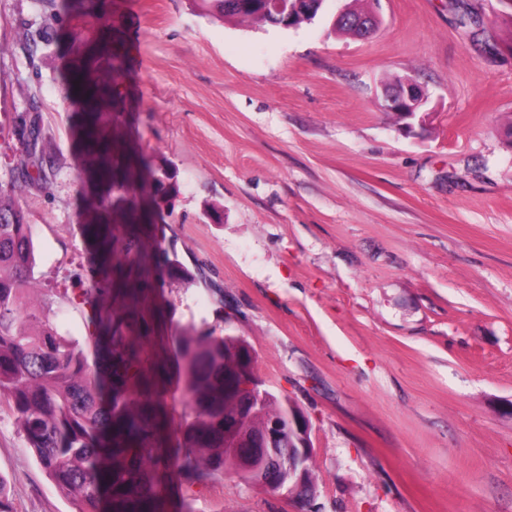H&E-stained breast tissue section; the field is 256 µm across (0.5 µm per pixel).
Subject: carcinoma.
<instances>
[{"label":"carcinoma","mask_w":512,"mask_h":512,"mask_svg":"<svg viewBox=\"0 0 512 512\" xmlns=\"http://www.w3.org/2000/svg\"><path fill=\"white\" fill-rule=\"evenodd\" d=\"M224 20L288 28L309 16L241 9L235 0H202ZM54 14L104 11L108 0H49ZM92 41L73 38L61 73L64 97L78 105L77 142L84 151L79 181L83 230L93 246L88 265L66 276L69 287L41 288L35 278L31 226L19 203L25 187L48 184L51 155L39 115L23 119L29 151L18 173L0 180V408L15 417L39 466L73 496L77 512H167L182 484L207 485L238 470L225 426L258 430L288 412L272 393L259 408L244 405L242 379L256 376L243 337L183 332L176 337L178 375L190 412L169 447L162 355L148 348L163 318L162 287L201 279L176 250L155 247L158 195L175 192L174 175L138 153L103 119L124 67L108 16ZM86 316L88 335H62L54 310ZM283 467L268 480L241 474L272 491L288 488V438L278 445Z\"/></svg>","instance_id":"carcinoma-1"}]
</instances>
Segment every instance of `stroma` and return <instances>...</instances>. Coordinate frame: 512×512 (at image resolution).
I'll return each instance as SVG.
<instances>
[{"instance_id": "obj_1", "label": "stroma", "mask_w": 512, "mask_h": 512, "mask_svg": "<svg viewBox=\"0 0 512 512\" xmlns=\"http://www.w3.org/2000/svg\"><path fill=\"white\" fill-rule=\"evenodd\" d=\"M347 2L289 30L200 0L113 8L121 128L176 174L158 241L205 275L165 286L151 343L245 337L314 445L309 503L231 471L182 493L189 512H512V6L471 0L488 53L449 0H382L367 39L332 33ZM99 27L0 0V179L27 149L21 115L54 162L20 197L44 288L88 258L59 75L65 42ZM398 77L428 94L422 136L382 106ZM0 477L14 512H76L4 410Z\"/></svg>"}]
</instances>
